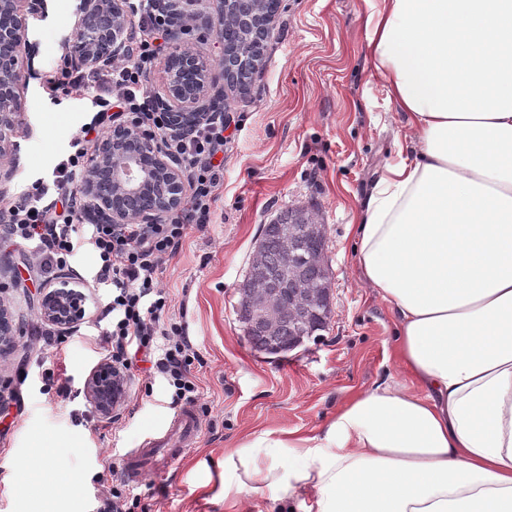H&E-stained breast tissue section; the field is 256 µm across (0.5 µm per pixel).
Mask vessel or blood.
Here are the masks:
<instances>
[{
  "label": "vessel or blood",
  "instance_id": "obj_1",
  "mask_svg": "<svg viewBox=\"0 0 512 512\" xmlns=\"http://www.w3.org/2000/svg\"><path fill=\"white\" fill-rule=\"evenodd\" d=\"M199 432L200 423L194 407L186 406L174 413L166 426L151 430L139 447L125 454L121 472L126 481L138 483L147 470L165 471L196 445Z\"/></svg>",
  "mask_w": 512,
  "mask_h": 512
}]
</instances>
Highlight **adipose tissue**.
<instances>
[{"label":"adipose tissue","instance_id":"adipose-tissue-1","mask_svg":"<svg viewBox=\"0 0 512 512\" xmlns=\"http://www.w3.org/2000/svg\"><path fill=\"white\" fill-rule=\"evenodd\" d=\"M372 73L413 132L354 226L396 314L394 379L321 427L224 453V503L268 512H512V0H376Z\"/></svg>","mask_w":512,"mask_h":512}]
</instances>
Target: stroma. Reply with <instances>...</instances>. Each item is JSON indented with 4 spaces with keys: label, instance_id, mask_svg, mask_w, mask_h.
<instances>
[{
    "label": "stroma",
    "instance_id": "obj_1",
    "mask_svg": "<svg viewBox=\"0 0 512 512\" xmlns=\"http://www.w3.org/2000/svg\"><path fill=\"white\" fill-rule=\"evenodd\" d=\"M78 0H46L28 16L30 49L24 89L26 123L13 140L16 171L8 196L32 182H52L75 131L91 118L90 98L54 99L45 76L61 66L62 43L73 37ZM368 0H282L263 64L245 96H229L241 130L224 163V187L213 224L190 234L159 276L171 312L184 324L203 360L200 404L211 412L189 452L162 473L130 485L147 512H224L227 449L264 432L315 435L348 397L388 376L394 314L363 281L350 225L357 208L389 166L401 160L408 130L403 113L373 77L367 57ZM288 208L326 227L333 312L325 330L288 354L253 350L238 322L239 288L263 224ZM28 249L0 241V303L15 327L13 347L0 355V512H96V475L121 462L145 435L173 414L163 380L131 397L116 423L91 408L84 381L98 358L90 338L109 326L87 306L80 335L63 345L71 395L44 394L47 367L29 324L40 312L41 280L28 271ZM41 457L32 492L13 486L26 462ZM79 473L74 490L53 489L56 469Z\"/></svg>",
    "mask_w": 512,
    "mask_h": 512
}]
</instances>
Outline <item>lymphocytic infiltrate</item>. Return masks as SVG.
<instances>
[{
    "instance_id": "1",
    "label": "lymphocytic infiltrate",
    "mask_w": 512,
    "mask_h": 512,
    "mask_svg": "<svg viewBox=\"0 0 512 512\" xmlns=\"http://www.w3.org/2000/svg\"><path fill=\"white\" fill-rule=\"evenodd\" d=\"M130 3L140 33L129 57L46 75L50 96L91 95L96 113L81 127L70 152L56 165L52 184L37 181L21 191L4 233L31 245V263L48 281L70 269L79 251L92 248L94 280L106 290L101 316L111 324L105 333L104 358L124 375L130 374L137 363H145L146 384L164 378L172 392L170 405L175 408L198 401L195 364L200 356L183 324L164 321L170 298L160 288L157 275L180 252L192 231L203 229L214 219L213 205L224 186L221 154L228 144L224 132L231 120L219 115L201 123L190 137L170 139V149L183 157L191 174V192L164 222L80 228L82 202L68 188L82 181L89 146L109 132L106 111L118 108L126 121L161 135L167 132L148 82L152 65L167 50L162 42L165 19L151 0Z\"/></svg>"
}]
</instances>
